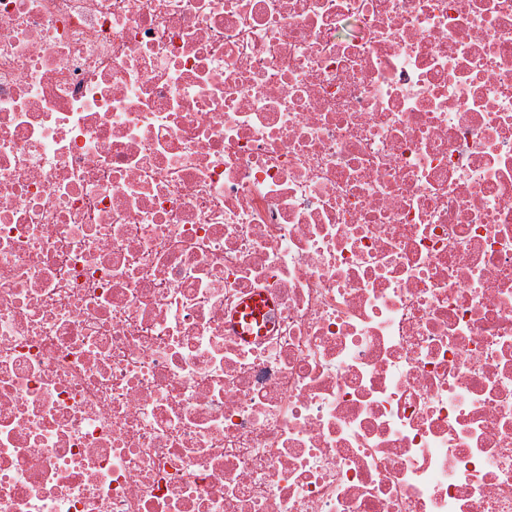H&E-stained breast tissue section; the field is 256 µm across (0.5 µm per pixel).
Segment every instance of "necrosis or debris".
I'll return each mask as SVG.
<instances>
[{"label":"necrosis or debris","mask_w":512,"mask_h":512,"mask_svg":"<svg viewBox=\"0 0 512 512\" xmlns=\"http://www.w3.org/2000/svg\"><path fill=\"white\" fill-rule=\"evenodd\" d=\"M0 512H512V0H0Z\"/></svg>","instance_id":"obj_1"}]
</instances>
